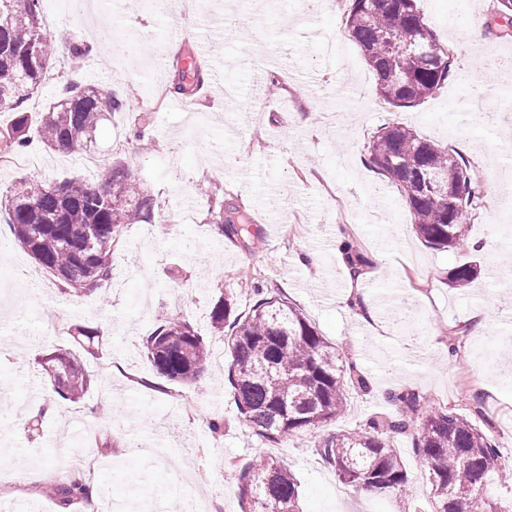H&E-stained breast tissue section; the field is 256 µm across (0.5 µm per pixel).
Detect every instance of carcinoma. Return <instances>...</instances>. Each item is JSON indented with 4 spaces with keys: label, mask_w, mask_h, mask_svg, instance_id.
I'll list each match as a JSON object with an SVG mask.
<instances>
[{
    "label": "carcinoma",
    "mask_w": 512,
    "mask_h": 512,
    "mask_svg": "<svg viewBox=\"0 0 512 512\" xmlns=\"http://www.w3.org/2000/svg\"><path fill=\"white\" fill-rule=\"evenodd\" d=\"M497 37L512 38V0H494L491 15ZM0 106L17 112L8 132L0 136L4 149L19 152L28 143L31 123L49 148L71 154L91 150L94 132L106 115L124 109L110 91L74 81L33 120L22 111L26 98L38 90L60 53L80 57L88 52L77 41L60 46L42 24L39 0H0ZM346 26L368 67L377 76L379 97L396 109L411 108L435 95L453 76L449 47L425 23L416 0H349ZM191 80H204L200 66L181 74L171 93L185 95ZM377 173L400 189L415 233L438 250L467 245L481 189L471 162L448 146L421 137L415 130L389 122L368 144ZM437 175L443 190L425 189L421 177ZM5 209L18 242L64 290L95 292L112 274L114 242L126 224L154 217L149 195L137 172L123 164L100 186L77 180L47 184L21 179L5 195ZM223 231L232 239L252 236L247 217L228 210ZM351 276L368 265L358 241L346 246ZM477 267L465 263L449 272L451 287L465 289ZM213 331L232 326L227 345L229 379L237 409L250 427L279 444L339 418L351 392L366 393L368 380L356 363L335 347L282 293L272 290L245 315L234 314L233 298L217 301L210 313ZM144 356L162 376L176 383L200 379L210 357L203 339L184 318L163 317L143 340ZM62 400L76 402L90 387V376L72 353L58 349L43 361ZM392 413L377 412L351 431L326 438L316 449L341 481L356 490L384 495L405 487L408 478L395 443L410 435L421 464L428 471L432 512H509L512 506L485 500L482 489L491 476H501V454L476 424L485 418L481 403L473 415L431 408L423 394L390 391ZM249 512H300L298 485L277 459L263 460L241 470ZM65 501L89 499L85 480L70 478L54 486Z\"/></svg>",
    "instance_id": "cac0c4a2"
}]
</instances>
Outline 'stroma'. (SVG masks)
<instances>
[{"instance_id":"1","label":"stroma","mask_w":512,"mask_h":512,"mask_svg":"<svg viewBox=\"0 0 512 512\" xmlns=\"http://www.w3.org/2000/svg\"><path fill=\"white\" fill-rule=\"evenodd\" d=\"M426 24L454 49L455 79L420 106L394 109L376 95V80L348 35L344 8L320 0L300 23H287L279 0H203L204 24H231L215 47L217 58H234L219 82L194 95L192 111L164 105L147 112L146 80L131 62L128 82L113 83L104 50L54 64L38 91L23 105L37 115L67 81L95 85L126 104L95 133L103 160L90 174L79 155L59 153L30 134L28 151L43 164L30 169L0 165V196L18 179L38 176L55 183L76 177L92 184L121 162L138 169L154 204L151 223L126 225L115 246L112 278L100 294L68 295L16 240L0 208V400L17 420L0 433V469L17 463L59 476L91 474L101 493L99 512L127 489L128 463L143 493L159 486L193 485L211 512H242L239 469L274 452L295 475L301 512H428V472L410 438L396 446L408 474L403 491L379 496L344 485L315 451L323 439L354 428L367 414L387 411L391 390L421 391L430 406L471 413L482 398L490 421L486 434L512 469V384L500 380L498 364L512 343V289L487 290L486 276L468 289L448 287V269L470 261L481 267L512 260V216L497 205L501 172L512 168V85L499 68L512 57V39L486 33L488 0H417ZM44 24L59 42H92V29L108 23L116 7L104 0L85 11L75 0H40ZM158 21L149 10L130 15L128 28L145 42L143 58L165 57V81L179 78L176 49H160ZM480 31V43L467 36ZM339 51L323 52L326 39ZM495 79L498 97L486 114L463 109L470 92L459 79ZM146 115L150 137L130 134ZM399 121L426 139L448 145L470 159L483 200L469 227V246L451 251L419 239L400 192L366 164V145L386 122ZM313 169L317 178H306ZM242 209L252 218L253 238L231 240L217 229L220 209ZM178 222H166L169 211ZM345 225L371 264L363 286L378 308L410 299L401 326L386 317L360 321L345 308L349 272L339 261L336 227ZM484 244L483 251L471 248ZM313 251L321 262L302 266ZM279 289L322 336L353 358L371 390L351 398L344 415L312 432L269 449L241 420L226 363L217 359L224 338L212 332L209 314L220 294L232 296L236 313H247L252 294L237 291L240 278ZM485 320L483 335L468 333L473 311ZM183 316L203 336L211 356L198 383L184 385L157 374L142 340L159 315ZM98 329L99 345L87 353L74 342V327ZM460 327L455 356L443 343ZM66 349L88 371L83 399L63 411L29 417L28 408L47 392L40 361ZM47 490L9 488L0 481V512H80Z\"/></svg>"}]
</instances>
